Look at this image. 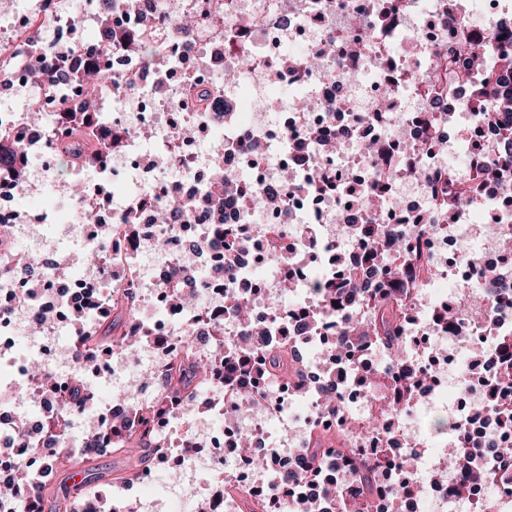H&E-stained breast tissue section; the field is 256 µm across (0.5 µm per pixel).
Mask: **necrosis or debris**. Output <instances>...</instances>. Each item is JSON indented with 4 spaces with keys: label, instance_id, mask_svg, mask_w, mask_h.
<instances>
[{
    "label": "necrosis or debris",
    "instance_id": "necrosis-or-debris-1",
    "mask_svg": "<svg viewBox=\"0 0 512 512\" xmlns=\"http://www.w3.org/2000/svg\"><path fill=\"white\" fill-rule=\"evenodd\" d=\"M99 2L0 0L9 13L0 24V128L23 141L19 166L27 171L20 181L0 163V224L8 228L0 238V481L25 468L30 480L15 496L32 500L49 476L47 457L60 451V442L34 431L57 402L23 395L32 365L60 384L79 368L90 384L109 382L111 401L79 412L76 423L109 422L119 432L138 397L157 394L147 372L162 371L185 346L207 356L227 340L239 350H288L289 380L258 387L225 356L197 396L195 426H186L180 404L155 418L152 465L111 498L86 495L78 512H105L111 500L149 512L146 487L168 479L194 487L202 512H299L309 501L337 512L341 496L352 512H478L489 487L468 484V471L478 469L495 470L496 508L512 512V469L499 468L493 454L512 447V430L486 419L489 406L512 404L500 385L512 279L492 318L476 323L467 314L485 291L486 271L512 270L501 247L512 225V176L490 181L478 169V159L499 157L504 131L475 110L480 70L451 53L465 14L449 13L448 0H139L105 20ZM469 3L480 18L471 38L487 65L499 67L512 57V0ZM134 33L148 38L153 61L123 45ZM54 60L66 64L56 93L33 95L37 74ZM92 61L115 81L96 139L122 128L133 135L103 164L79 165L82 191L62 187L61 205L39 191L55 171L49 133L63 111H81L78 78ZM426 137L437 142L430 153L404 150ZM129 173L132 188L102 197ZM312 181L322 190L305 191ZM452 182L470 189L453 204ZM201 213L217 214L231 237L198 221ZM130 218L132 236L121 228ZM371 224L421 247L412 284L392 291L406 312L400 364L368 340L341 351L343 316L322 299V282L349 276L359 286L353 308L363 314L367 296L385 287L381 267L366 259ZM21 239L43 257L34 288L12 273ZM70 241L103 256L72 275L61 261ZM191 243L189 269L180 258ZM219 266L224 276L215 275ZM121 282L141 299L149 348L135 361L78 358L68 322L78 315L84 331L94 330ZM243 296L253 299L245 318L234 308ZM217 324L223 336L214 335ZM19 335L28 350L14 355L10 340ZM400 378L416 383L414 415L447 413V438L400 417ZM214 408L222 411L216 424ZM281 419L283 435L272 436L268 424ZM453 447L460 460H447ZM353 455L379 461L371 484L348 477ZM464 483L467 493L458 494Z\"/></svg>",
    "mask_w": 512,
    "mask_h": 512
}]
</instances>
